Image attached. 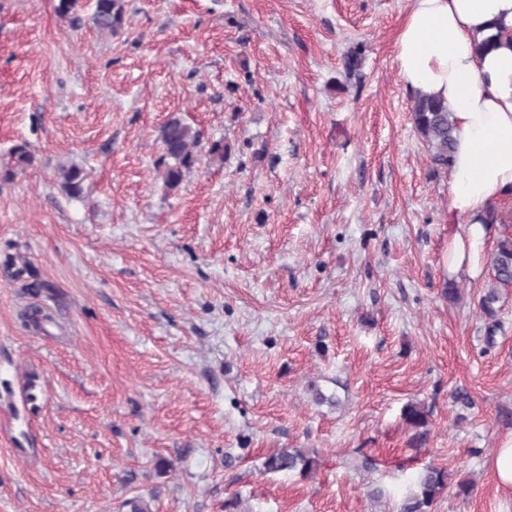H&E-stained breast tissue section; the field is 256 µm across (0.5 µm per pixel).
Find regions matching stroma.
I'll list each match as a JSON object with an SVG mask.
<instances>
[{
  "label": "stroma",
  "instance_id": "1",
  "mask_svg": "<svg viewBox=\"0 0 512 512\" xmlns=\"http://www.w3.org/2000/svg\"><path fill=\"white\" fill-rule=\"evenodd\" d=\"M57 5L0 0V512H400L428 464L432 512H512V288L495 333L478 306L512 198L449 276L411 0H124L111 34ZM174 117L200 142L171 188ZM282 448L317 469L266 472ZM58 177L63 189L73 197H79L83 191L84 170L76 165H62L58 169ZM494 473L499 486L512 488V438L498 448L494 460Z\"/></svg>",
  "mask_w": 512,
  "mask_h": 512
}]
</instances>
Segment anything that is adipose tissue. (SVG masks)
<instances>
[{
	"mask_svg": "<svg viewBox=\"0 0 512 512\" xmlns=\"http://www.w3.org/2000/svg\"><path fill=\"white\" fill-rule=\"evenodd\" d=\"M487 38L491 47L477 52ZM395 60L411 87L452 114L448 212L469 233L450 244L448 273L476 275L486 212L512 197V0H413Z\"/></svg>",
	"mask_w": 512,
	"mask_h": 512,
	"instance_id": "ef3b65f1",
	"label": "adipose tissue"
}]
</instances>
